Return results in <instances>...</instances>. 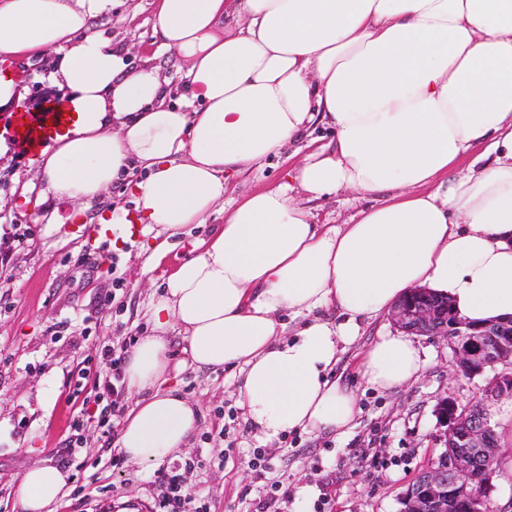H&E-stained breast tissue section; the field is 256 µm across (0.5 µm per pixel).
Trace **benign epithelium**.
Here are the masks:
<instances>
[{"label":"benign epithelium","instance_id":"7a95c632","mask_svg":"<svg viewBox=\"0 0 512 512\" xmlns=\"http://www.w3.org/2000/svg\"><path fill=\"white\" fill-rule=\"evenodd\" d=\"M394 327L409 335L429 336L450 345L456 373L480 377L503 365L512 368V318L475 324L424 288H415L391 311ZM488 395L512 396V371L495 374ZM441 452L400 495V512H483L491 500L500 445L486 413L460 408L443 397L436 407Z\"/></svg>","mask_w":512,"mask_h":512}]
</instances>
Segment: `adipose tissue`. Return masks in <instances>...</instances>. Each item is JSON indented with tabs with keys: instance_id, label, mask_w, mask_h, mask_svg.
<instances>
[{
	"instance_id": "obj_1",
	"label": "adipose tissue",
	"mask_w": 512,
	"mask_h": 512,
	"mask_svg": "<svg viewBox=\"0 0 512 512\" xmlns=\"http://www.w3.org/2000/svg\"><path fill=\"white\" fill-rule=\"evenodd\" d=\"M120 0H0V108L28 109L13 74L54 49L46 79L68 114L35 156L42 198L89 206L139 168L135 223L164 239L223 216L148 310L154 335L125 365L138 393L117 438L141 466L184 450L197 411L168 387L178 327L201 368L237 371L258 439L346 436L359 412L333 370L365 321L411 289L449 298L467 320L512 317V0H156L153 36L185 65L173 96L158 69L130 70L95 30ZM330 127L293 183L234 198L227 177ZM487 143L493 160L462 170ZM381 196L346 224H318L292 195ZM302 318L283 339L282 312ZM424 366L396 331L362 351L360 378L398 390ZM66 476L37 466L26 512H54Z\"/></svg>"
}]
</instances>
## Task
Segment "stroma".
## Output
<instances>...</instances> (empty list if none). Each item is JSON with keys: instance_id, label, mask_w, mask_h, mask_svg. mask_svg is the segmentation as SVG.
<instances>
[{"instance_id": "stroma-1", "label": "stroma", "mask_w": 512, "mask_h": 512, "mask_svg": "<svg viewBox=\"0 0 512 512\" xmlns=\"http://www.w3.org/2000/svg\"><path fill=\"white\" fill-rule=\"evenodd\" d=\"M153 12L154 0H126L122 13L102 17L96 28L126 49L132 68L153 62L177 89L181 62L172 53H156ZM55 58L50 51L16 67L32 110L53 95L45 75ZM332 138L330 129L315 127L308 142L268 157L246 178H232L236 195L278 185L309 145ZM143 177L136 170L113 183L79 221L69 220V207L45 201V208L66 218L50 234L30 217V203L42 190L31 156L0 158V251L9 254L0 265V512H24L22 476L40 464L67 475V494L56 512H147L157 497L154 467L124 460L111 465L114 443L97 421L78 432L72 428L82 408L74 391L84 359L153 335L146 311L164 293L167 273L187 257L191 240L209 238L222 222L215 216L191 225L189 236L173 238L160 264L146 270L153 241L130 222L136 213L130 185ZM375 202L341 192L307 207L316 223L342 224ZM111 213L128 216V223L102 224ZM392 329L386 318L365 324L336 367L357 396L359 413L348 435L290 433L273 445L257 439L237 406L232 372L187 363L183 336L169 332L170 383L198 407L184 453L196 461L187 483L201 491L210 512H398L400 493L440 452L436 405L446 395L463 407L483 401L501 454L512 458V398L486 396L488 377L458 376L446 342L418 337L426 366L400 392L362 382L355 352ZM218 420L220 435L213 429ZM76 432L83 445L71 452L67 443Z\"/></svg>"}]
</instances>
